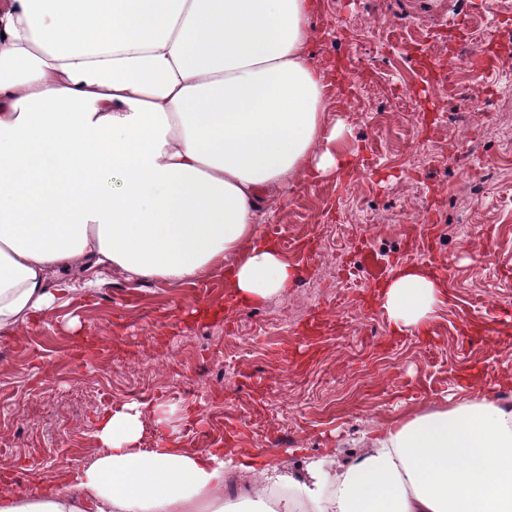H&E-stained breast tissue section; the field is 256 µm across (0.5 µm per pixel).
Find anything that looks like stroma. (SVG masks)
Masks as SVG:
<instances>
[{"instance_id": "35a3bbf8", "label": "stroma", "mask_w": 512, "mask_h": 512, "mask_svg": "<svg viewBox=\"0 0 512 512\" xmlns=\"http://www.w3.org/2000/svg\"><path fill=\"white\" fill-rule=\"evenodd\" d=\"M314 49L345 78L332 109L356 171L289 187L260 226L299 277L225 308L224 277L187 285L56 272L62 305L0 339V467L62 480L95 451L100 413L165 403L183 448L345 463L367 427L443 402L482 375L512 405V0H322ZM482 34L475 74L449 36ZM386 110H377V103ZM426 263L448 288L435 319L392 333L361 248Z\"/></svg>"}]
</instances>
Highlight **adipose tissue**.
Instances as JSON below:
<instances>
[{"instance_id": "ef3b65f1", "label": "adipose tissue", "mask_w": 512, "mask_h": 512, "mask_svg": "<svg viewBox=\"0 0 512 512\" xmlns=\"http://www.w3.org/2000/svg\"><path fill=\"white\" fill-rule=\"evenodd\" d=\"M317 0H0V336L59 306L49 274L166 284L224 275L262 303L298 270L258 231L299 182L357 154L313 49ZM444 279L400 268L378 299L393 332L432 320ZM499 384L410 408L338 469L175 445L173 409L102 414L99 450L64 483H0V512H224L246 479L274 512H512V406ZM155 447L143 445L147 431Z\"/></svg>"}]
</instances>
